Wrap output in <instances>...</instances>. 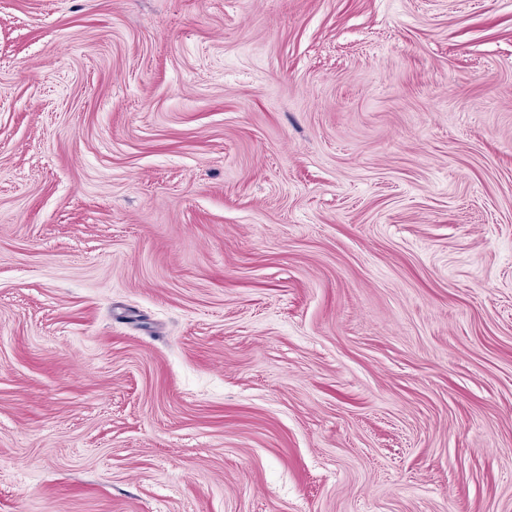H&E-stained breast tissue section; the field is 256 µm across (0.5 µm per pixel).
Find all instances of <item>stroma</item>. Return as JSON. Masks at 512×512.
I'll return each instance as SVG.
<instances>
[{
	"label": "stroma",
	"mask_w": 512,
	"mask_h": 512,
	"mask_svg": "<svg viewBox=\"0 0 512 512\" xmlns=\"http://www.w3.org/2000/svg\"><path fill=\"white\" fill-rule=\"evenodd\" d=\"M0 512H512V0H0Z\"/></svg>",
	"instance_id": "obj_1"
}]
</instances>
